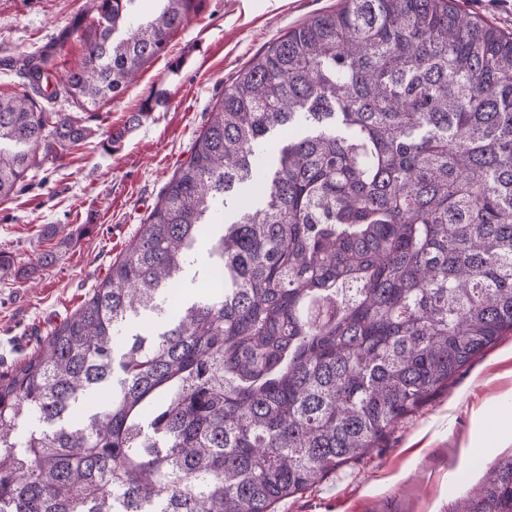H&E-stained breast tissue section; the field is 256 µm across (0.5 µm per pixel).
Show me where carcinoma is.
I'll return each instance as SVG.
<instances>
[{"instance_id":"obj_1","label":"carcinoma","mask_w":512,"mask_h":512,"mask_svg":"<svg viewBox=\"0 0 512 512\" xmlns=\"http://www.w3.org/2000/svg\"><path fill=\"white\" fill-rule=\"evenodd\" d=\"M91 2L46 95L83 112L198 6ZM49 62L18 59L39 97ZM90 135L0 96V198ZM207 226L216 291L174 305ZM146 311L162 331L125 337ZM508 332L512 33L454 0H344L238 72L85 304L0 372V512H274ZM454 512H512V457Z\"/></svg>"}]
</instances>
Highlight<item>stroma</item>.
Here are the masks:
<instances>
[{"label":"stroma","mask_w":512,"mask_h":512,"mask_svg":"<svg viewBox=\"0 0 512 512\" xmlns=\"http://www.w3.org/2000/svg\"><path fill=\"white\" fill-rule=\"evenodd\" d=\"M87 0H0V94L27 88L19 53H50L54 75L76 64V21ZM340 0H201L118 98L92 110L93 133L61 162L30 173L27 185L0 201V370L30 355L50 329L70 317L121 256L174 170L207 124L239 70L269 43ZM161 103L134 128L145 101ZM126 135L113 150L112 132ZM46 251L53 265L29 276L22 266ZM512 392V333L463 369L448 390L392 428L382 447L340 467L276 512H453L479 490L490 463L512 456V422L497 415Z\"/></svg>","instance_id":"obj_1"}]
</instances>
